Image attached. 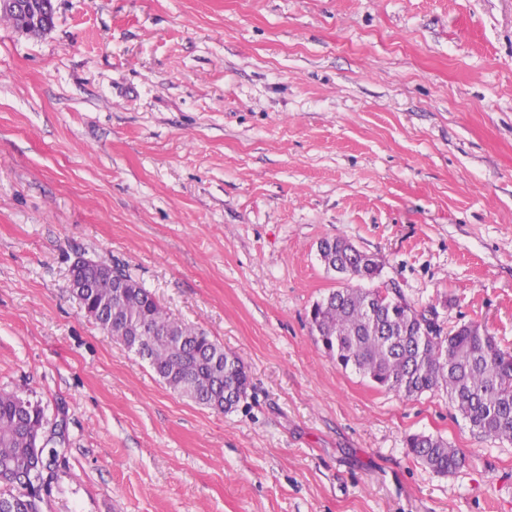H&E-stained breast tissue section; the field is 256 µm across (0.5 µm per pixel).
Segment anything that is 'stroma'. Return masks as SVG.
I'll return each mask as SVG.
<instances>
[{"label":"stroma","mask_w":512,"mask_h":512,"mask_svg":"<svg viewBox=\"0 0 512 512\" xmlns=\"http://www.w3.org/2000/svg\"><path fill=\"white\" fill-rule=\"evenodd\" d=\"M54 3L45 35L0 22V392L65 415L43 512H512V444L309 323L340 236L512 351V0ZM80 256L238 356L246 401L167 388L71 294ZM406 453L440 474L454 473L466 464V455L442 437L413 434L406 439Z\"/></svg>","instance_id":"35a3bbf8"}]
</instances>
